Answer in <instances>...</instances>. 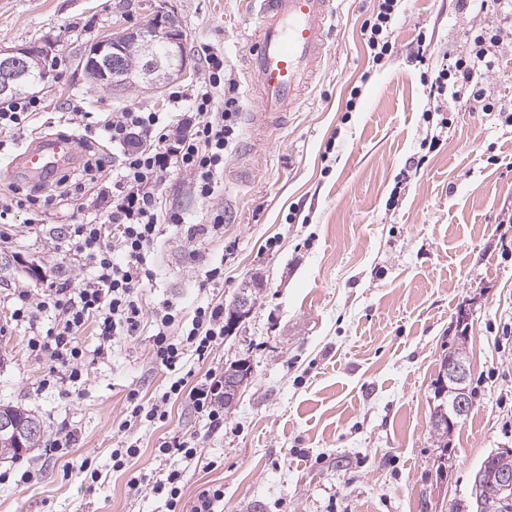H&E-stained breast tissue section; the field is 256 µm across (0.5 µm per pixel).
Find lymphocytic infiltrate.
I'll list each match as a JSON object with an SVG mask.
<instances>
[{
  "instance_id": "lymphocytic-infiltrate-1",
  "label": "lymphocytic infiltrate",
  "mask_w": 512,
  "mask_h": 512,
  "mask_svg": "<svg viewBox=\"0 0 512 512\" xmlns=\"http://www.w3.org/2000/svg\"><path fill=\"white\" fill-rule=\"evenodd\" d=\"M399 0H377L370 20L362 26L373 62H380L393 49L391 26ZM459 9L492 11L502 16L504 26L476 34L470 39L467 53L441 69L430 82V94L447 96L459 102L472 97L483 111H494L487 99L485 84L493 71L505 42L512 41V0H457ZM206 79L191 92H173L169 102L174 109L190 104L198 113L197 122L174 118L163 120L159 113L129 109L101 112L84 123V139L106 138L112 146L111 158L91 155L84 163L87 180H98L101 173L111 172V192H98L96 205L103 219H82L66 225L62 240L78 266L90 269L91 277L77 286L68 282L50 285L42 298L19 292V305L12 312L14 321L28 324L31 334L28 348L37 359L63 368L68 382H78L88 356L103 357L110 353L119 336L139 335L144 325H151L150 355L154 364L171 372L168 389L151 404H143L138 389H128L129 413L122 422L124 435L112 450V469L129 468L139 455L140 447L131 441L132 430L142 425L164 421L170 402L182 399L195 413L206 416L213 428L224 425V376L218 367H210L203 377L187 370V356L198 361L210 359L215 347L224 340V305L210 301L197 305L189 326L179 327V311L169 300L145 309L138 296L140 288L152 281L156 272L152 254L163 224H180V213L161 214L154 192L163 172L170 167L189 173L193 192L198 199L213 196L224 172V152L234 139L239 124V100L235 92L224 88V57L204 46L200 49ZM43 103L38 95L11 100L0 107V147L5 134L23 130L38 115ZM87 181L58 179L57 193L39 196L12 188L0 195V239L3 227L15 213L42 205L61 210L72 206L86 191ZM51 314L46 330H39L43 314ZM94 328L98 344L86 352L78 338ZM160 457H179L181 466L168 468L163 479L156 481L155 492L165 500L168 512H180L184 464L198 460L202 449L191 436L173 435L160 444Z\"/></svg>"
}]
</instances>
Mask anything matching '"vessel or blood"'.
<instances>
[{
    "instance_id": "b4317fda",
    "label": "vessel or blood",
    "mask_w": 512,
    "mask_h": 512,
    "mask_svg": "<svg viewBox=\"0 0 512 512\" xmlns=\"http://www.w3.org/2000/svg\"><path fill=\"white\" fill-rule=\"evenodd\" d=\"M256 18L244 57L248 95L257 108L252 127L275 125L282 112L296 108L324 59L328 31L338 0H250ZM77 157L73 139L45 137L20 149L11 170L39 182L70 167Z\"/></svg>"
}]
</instances>
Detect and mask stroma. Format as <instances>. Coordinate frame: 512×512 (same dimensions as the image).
<instances>
[{"label": "stroma", "instance_id": "1", "mask_svg": "<svg viewBox=\"0 0 512 512\" xmlns=\"http://www.w3.org/2000/svg\"><path fill=\"white\" fill-rule=\"evenodd\" d=\"M375 0H342L305 105L269 132L239 123L214 195L198 199L188 173L169 169L156 191L184 225H165L145 307L169 299L194 308L232 304L260 282L251 313L234 322L214 357L249 365L251 376L224 414V428L183 401L165 422L134 430L145 475L138 496L112 469L127 414L128 386L160 395L166 370L149 362L147 335L118 337L88 364L68 394L47 386L49 365L27 348L29 329L11 319L12 295H43L50 282L89 277L71 267L53 227L18 218L0 240V404L30 411L44 445L0 458V512H166L152 491L168 465L154 450L173 434L197 436L204 462L188 466L182 504L224 488V512H469L482 462L512 448V44L486 84L502 106L472 109L430 97L425 78L465 54L466 33L495 26L492 13L456 10L452 0H402L393 51L373 64L361 25ZM192 65L172 84L201 85L200 46L224 54V80L243 92V53L255 30L246 0H169ZM148 0H0V49L51 46L65 67L36 85L43 112L0 150V193L32 182L7 175L16 149L38 137L79 138L72 106L87 112L169 111L167 92L112 94L78 62L116 28L149 18ZM430 52L411 60L418 35ZM353 111H346L347 100ZM223 214L224 231L204 230ZM196 225L187 239L186 228ZM224 267V281L204 285ZM468 336L472 407L439 448L431 430L440 360ZM69 452L48 455L59 427ZM91 459L99 479L83 473ZM30 472L21 480V472Z\"/></svg>", "mask_w": 512, "mask_h": 512}]
</instances>
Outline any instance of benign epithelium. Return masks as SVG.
<instances>
[{
  "label": "benign epithelium",
  "instance_id": "7a95c632",
  "mask_svg": "<svg viewBox=\"0 0 512 512\" xmlns=\"http://www.w3.org/2000/svg\"><path fill=\"white\" fill-rule=\"evenodd\" d=\"M154 27L149 30L122 29L112 33L104 41L91 47L90 55L102 67V73L109 79L113 88L136 81L147 89L158 91L162 87L182 78L190 68L186 53L178 52L179 63L171 66L167 60L153 51L157 40L178 46L182 42L178 21L173 12L167 9L166 2L160 0L151 4ZM49 56V48L44 45L29 44L13 49H0V97L16 93L24 84V79L33 68H41ZM442 376L448 379V397L452 412L448 414V432L458 426L467 409L470 399L465 388L470 369L466 362L455 358L445 363ZM512 448H501L486 461L476 473L473 483L474 497H480L482 487L493 486L498 496L504 500L512 498Z\"/></svg>",
  "mask_w": 512,
  "mask_h": 512
}]
</instances>
